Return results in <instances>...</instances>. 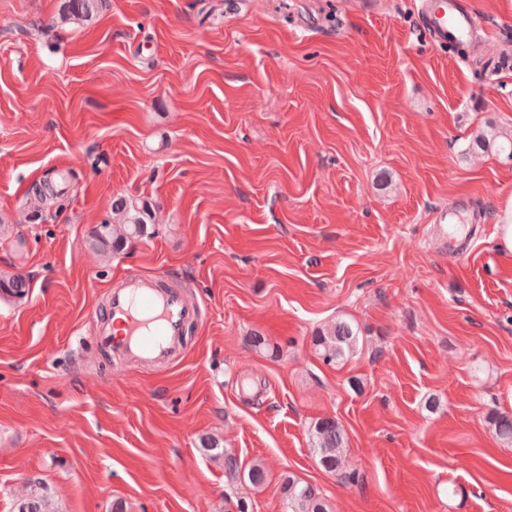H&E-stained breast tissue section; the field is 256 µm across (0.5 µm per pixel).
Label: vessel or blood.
Here are the masks:
<instances>
[{
    "label": "vessel or blood",
    "mask_w": 512,
    "mask_h": 512,
    "mask_svg": "<svg viewBox=\"0 0 512 512\" xmlns=\"http://www.w3.org/2000/svg\"><path fill=\"white\" fill-rule=\"evenodd\" d=\"M423 6L438 42L468 41L479 25L462 0H423ZM200 319L199 305L159 272L115 277L105 304L91 314L98 349L135 367H167L183 357L185 330Z\"/></svg>",
    "instance_id": "obj_1"
}]
</instances>
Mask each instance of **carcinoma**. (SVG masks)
I'll use <instances>...</instances> for the list:
<instances>
[{
	"label": "carcinoma",
	"instance_id": "carcinoma-1",
	"mask_svg": "<svg viewBox=\"0 0 512 512\" xmlns=\"http://www.w3.org/2000/svg\"><path fill=\"white\" fill-rule=\"evenodd\" d=\"M97 0H65L67 18L86 20L93 16ZM478 148L494 147L498 154L512 160V133L499 135L495 132L480 134L475 139ZM114 219L96 225L91 242L98 250L118 252L133 239L154 233L153 209L150 202L141 198L118 197L112 202ZM26 284L19 273H1L0 290L21 295ZM359 332L346 321H334L313 337V346L323 363L331 365L343 361L359 347ZM490 430L496 439L512 446V414L495 412L489 416ZM309 439L319 465L327 473L340 474L347 483L357 481L356 471H346V437L335 419L320 418L309 427ZM202 449L215 460L224 461V470L238 472L239 462L235 452L214 439L202 441ZM286 512H329V506L320 489L299 478L288 477L283 482ZM16 512H50L49 501L40 491V482H34L30 497L17 504Z\"/></svg>",
	"mask_w": 512,
	"mask_h": 512
}]
</instances>
